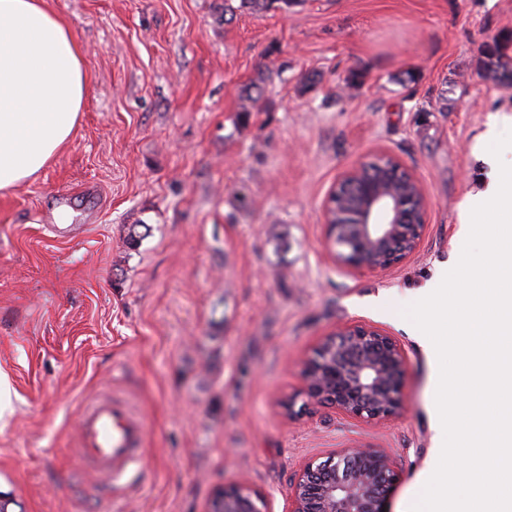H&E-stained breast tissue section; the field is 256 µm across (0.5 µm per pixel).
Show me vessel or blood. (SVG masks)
Instances as JSON below:
<instances>
[{
	"mask_svg": "<svg viewBox=\"0 0 512 512\" xmlns=\"http://www.w3.org/2000/svg\"><path fill=\"white\" fill-rule=\"evenodd\" d=\"M147 437L145 418L127 398L102 393L81 406L76 451L102 480L105 498L126 487L131 467L144 455Z\"/></svg>",
	"mask_w": 512,
	"mask_h": 512,
	"instance_id": "vessel-or-blood-1",
	"label": "vessel or blood"
}]
</instances>
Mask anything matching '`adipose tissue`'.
<instances>
[{
    "label": "adipose tissue",
    "instance_id": "adipose-tissue-1",
    "mask_svg": "<svg viewBox=\"0 0 512 512\" xmlns=\"http://www.w3.org/2000/svg\"><path fill=\"white\" fill-rule=\"evenodd\" d=\"M89 77L83 48L47 0H0V192L36 179L74 136ZM512 210V175L490 171L467 205L466 232Z\"/></svg>",
    "mask_w": 512,
    "mask_h": 512
}]
</instances>
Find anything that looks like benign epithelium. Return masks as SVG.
<instances>
[{"label":"benign epithelium","mask_w":512,"mask_h":512,"mask_svg":"<svg viewBox=\"0 0 512 512\" xmlns=\"http://www.w3.org/2000/svg\"><path fill=\"white\" fill-rule=\"evenodd\" d=\"M371 161L404 174L410 190L374 181L349 224L331 223L324 205L325 244L336 263L354 271L387 270L419 247L428 214L423 185L395 156L380 152ZM406 361L402 348L382 330L346 325L320 339L302 371V407L329 406L363 421H380L405 410ZM395 473L383 449L339 448L325 460L309 461L291 487L289 512H388ZM206 512H273L268 498L246 484L216 488Z\"/></svg>","instance_id":"obj_1"}]
</instances>
